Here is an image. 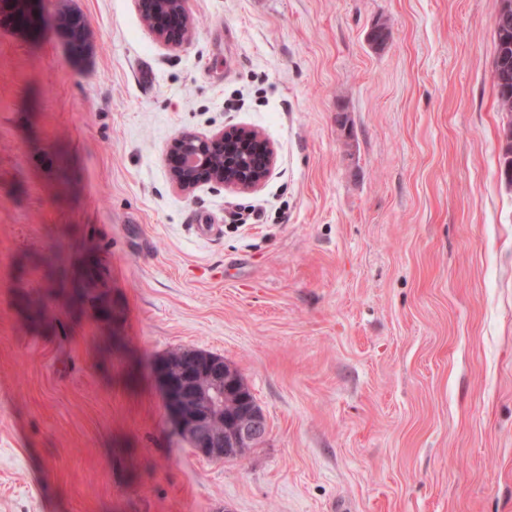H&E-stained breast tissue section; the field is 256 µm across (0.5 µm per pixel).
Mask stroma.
Listing matches in <instances>:
<instances>
[{
  "label": "stroma",
  "mask_w": 512,
  "mask_h": 512,
  "mask_svg": "<svg viewBox=\"0 0 512 512\" xmlns=\"http://www.w3.org/2000/svg\"><path fill=\"white\" fill-rule=\"evenodd\" d=\"M188 8L178 48L134 0L0 11V512H512L493 0ZM235 126L276 149L263 187L178 191L172 140ZM88 253L108 323L48 274ZM188 348L269 420L239 459L170 430L149 364ZM78 20L82 21L80 16L76 15H62L57 19V24L64 32L69 46L75 55L82 52L88 40V30L86 25H83L81 30L77 31L79 25Z\"/></svg>",
  "instance_id": "1"
}]
</instances>
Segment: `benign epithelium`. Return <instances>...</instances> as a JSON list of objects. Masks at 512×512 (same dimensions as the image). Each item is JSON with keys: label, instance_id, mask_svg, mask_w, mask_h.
<instances>
[{"label": "benign epithelium", "instance_id": "obj_1", "mask_svg": "<svg viewBox=\"0 0 512 512\" xmlns=\"http://www.w3.org/2000/svg\"><path fill=\"white\" fill-rule=\"evenodd\" d=\"M149 17L155 38L165 45L180 46L188 40L192 19L187 0H135ZM178 163L171 177L176 188L189 194L205 184H220L249 193L262 187L276 163V152L253 129H228L211 134H182L173 143ZM99 269L93 259L73 263L65 287L77 289L85 301L96 295L112 304L103 281L89 284L88 273ZM198 375L185 372L182 355L161 359L153 372L163 397L173 434L193 452L209 461L236 459L260 445L269 432L263 410L238 370L224 358L191 352Z\"/></svg>", "mask_w": 512, "mask_h": 512}]
</instances>
